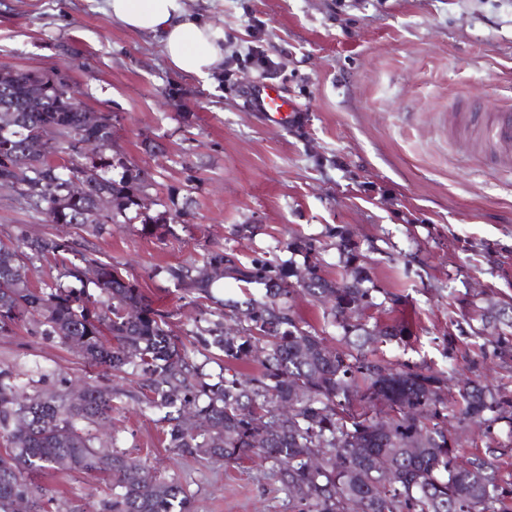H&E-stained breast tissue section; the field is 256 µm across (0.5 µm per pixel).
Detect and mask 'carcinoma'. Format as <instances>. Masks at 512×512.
<instances>
[{
	"label": "carcinoma",
	"instance_id": "carcinoma-1",
	"mask_svg": "<svg viewBox=\"0 0 512 512\" xmlns=\"http://www.w3.org/2000/svg\"><path fill=\"white\" fill-rule=\"evenodd\" d=\"M34 84L43 87L39 98L30 96ZM68 90L61 81L23 70L14 71L0 89V116L16 111L14 127L0 136V186L27 200L47 224L99 233L107 224L132 223L127 210L133 207L145 225L179 222L177 211L147 214L155 201L137 164L103 154L90 162L80 152L78 144L86 138L111 146L112 115L101 113L97 124H88L86 113L64 98ZM44 129L51 130L47 151L27 154L24 141ZM117 169L115 178L110 172ZM72 176L86 177L85 197L69 195ZM101 193L111 201L106 214L95 211ZM292 246L308 254L301 270L274 259L244 263L222 247L208 250L200 266L167 270L198 306L211 300V284L219 275L264 286L259 299L226 300L224 310L210 312L216 320L210 338L203 339L227 361L260 353V369L245 379L234 372L207 382L167 315L152 307L135 281L117 265L52 235L0 239V333L36 317L64 343L79 345L91 365L138 377L146 405L164 412L168 444L181 455L226 464L253 458L283 464L280 482L299 504L298 512H512V478L500 475L491 462L498 449L488 447L466 465L459 463V442L448 436L443 374L409 363L392 368L369 357L367 344L404 334L400 326L349 322L348 311L375 305L373 289L362 287L356 273L340 283L326 279L315 244ZM47 256L59 260L71 286L36 290L14 276L15 266ZM295 284L330 304L332 323L343 330L336 347L300 326L281 303ZM91 285L99 295L88 292ZM17 390L12 371L0 368V434L11 444L0 454V512H14L18 498L31 502L32 512H43L27 474L44 468L110 475L109 512H192L181 486L137 479L140 463L103 446L88 429L107 426L121 409L112 389L90 384L80 403L72 402L66 389L22 401ZM460 398L463 419L512 427V398L475 384L464 385ZM355 401L364 405L362 411L353 409ZM408 411L420 420L409 418ZM379 457L387 458V470L375 467Z\"/></svg>",
	"mask_w": 512,
	"mask_h": 512
}]
</instances>
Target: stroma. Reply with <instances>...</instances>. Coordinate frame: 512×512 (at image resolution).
Instances as JSON below:
<instances>
[{
	"label": "stroma",
	"instance_id": "obj_1",
	"mask_svg": "<svg viewBox=\"0 0 512 512\" xmlns=\"http://www.w3.org/2000/svg\"><path fill=\"white\" fill-rule=\"evenodd\" d=\"M224 32V68L210 82L174 70L151 36L120 25L103 0H0V67L64 81L91 108L112 115V149L144 169L152 214L179 212L153 233L110 224L89 235L46 224L0 188V238L25 227L120 264L156 308L169 311L189 352L206 315L165 270L201 263L221 246L242 262L302 265L287 242L314 240L325 277H346L340 236L350 237L365 287L367 324H398L404 340L376 359L406 362L512 397V158L500 155L486 118L512 101V0H185ZM275 62L267 78L244 63L249 46ZM291 99L303 119L283 125L251 103L260 81ZM238 224L251 237L234 235ZM288 303L328 345L342 336L327 310L301 290ZM0 367L34 396L63 383L120 390L117 448L149 478L176 483L192 512H297L279 466L224 465L177 455L138 385L92 367L28 320L0 334ZM469 458L498 448L512 474V430L449 414ZM51 512H106L109 478L68 471L32 477Z\"/></svg>",
	"mask_w": 512,
	"mask_h": 512
}]
</instances>
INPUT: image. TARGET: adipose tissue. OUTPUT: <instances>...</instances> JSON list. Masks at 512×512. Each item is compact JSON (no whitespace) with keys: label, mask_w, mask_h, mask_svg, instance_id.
<instances>
[{"label":"adipose tissue","mask_w":512,"mask_h":512,"mask_svg":"<svg viewBox=\"0 0 512 512\" xmlns=\"http://www.w3.org/2000/svg\"><path fill=\"white\" fill-rule=\"evenodd\" d=\"M105 10L126 28L162 44L178 72L206 80L224 62V33L192 14L183 0H104Z\"/></svg>","instance_id":"adipose-tissue-1"}]
</instances>
